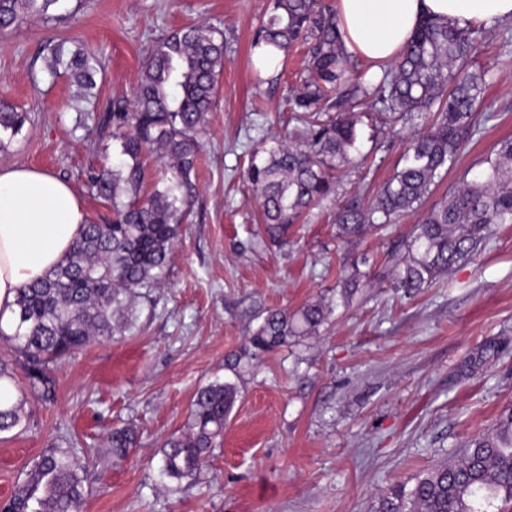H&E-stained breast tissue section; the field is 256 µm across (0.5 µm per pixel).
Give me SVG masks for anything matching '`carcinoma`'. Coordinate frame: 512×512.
Listing matches in <instances>:
<instances>
[{
    "instance_id": "cac0c4a2",
    "label": "carcinoma",
    "mask_w": 512,
    "mask_h": 512,
    "mask_svg": "<svg viewBox=\"0 0 512 512\" xmlns=\"http://www.w3.org/2000/svg\"><path fill=\"white\" fill-rule=\"evenodd\" d=\"M65 0H0V29L25 16H43ZM313 41L307 61L313 79L295 97L296 108L338 113L308 123L296 142L273 138L252 156L248 178L256 193L265 230L274 241L312 207L336 194L344 167L359 152L364 116L352 100L383 104L386 121L410 120L418 126L391 177L367 203L350 198L337 206L338 237L348 243L368 231L394 224L420 209L479 129L478 107L484 76L469 69L470 27L423 21L401 56L377 84H357L346 99L332 93L348 81L346 53L333 9L321 0H273V13L255 45L287 55L299 40ZM73 72L96 87V55L79 49L64 58L51 51L47 68ZM224 69V34L205 22L181 27L156 41L143 62L132 102L120 103L100 120L112 126V141L127 160L93 170L88 181L112 222H88L70 253L43 280L19 289L12 332L0 326V340L11 343L23 364L27 389L13 368L0 360V433L21 426L26 394L44 403L55 397L52 365L100 338L123 335L135 325L132 299L167 275L170 251L179 238L196 196L193 180L205 115L211 110L217 77ZM26 117L0 101V151L21 131ZM160 153L163 185L146 190L145 154ZM494 224H512V139L499 142L495 157L464 174L457 187L430 207L414 227L392 275L408 296L472 257ZM355 262L342 278L341 298L352 302L366 285ZM333 308L310 303L296 313L270 310L254 332L255 348L270 351L293 337L313 336ZM238 399L236 384L211 383L194 395L184 429L161 448L163 471L180 484L193 480L206 457L224 437ZM134 427L115 428L107 453L124 460L136 446ZM82 466L68 453L40 455L28 478L0 502V512H81ZM512 512V408L492 428L472 436L463 454L420 473L410 491L396 485L378 500L374 512Z\"/></svg>"
}]
</instances>
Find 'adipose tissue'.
<instances>
[{
	"label": "adipose tissue",
	"instance_id": "adipose-tissue-1",
	"mask_svg": "<svg viewBox=\"0 0 512 512\" xmlns=\"http://www.w3.org/2000/svg\"><path fill=\"white\" fill-rule=\"evenodd\" d=\"M334 8L347 52L373 65L394 60L426 18L476 26L512 20V0H335ZM87 222L63 179L0 167V312L10 313L19 289L65 258Z\"/></svg>",
	"mask_w": 512,
	"mask_h": 512
}]
</instances>
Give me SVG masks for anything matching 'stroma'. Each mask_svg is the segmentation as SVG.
Instances as JSON below:
<instances>
[{"instance_id":"obj_1","label":"stroma","mask_w":512,"mask_h":512,"mask_svg":"<svg viewBox=\"0 0 512 512\" xmlns=\"http://www.w3.org/2000/svg\"><path fill=\"white\" fill-rule=\"evenodd\" d=\"M272 0H81L0 32V99L27 115L0 166L52 172L81 197L88 217L112 212L90 192L88 169L119 164L110 129L82 127L83 94L51 73L49 47L97 53L96 112L130 99L152 44L185 25L224 32V69L205 119L197 197L170 255L168 274L132 303L137 321L55 369V400L29 397L22 427L0 433V501L33 460L64 448L85 466L82 512H373L396 484L460 456L468 436L512 407V224H495L476 256L407 297L390 267L419 213L359 244L336 236V204L311 209L285 245L260 229L247 170L263 140L297 129L291 98L301 91L308 47L296 45L257 75L253 43ZM497 29L478 37L471 60L487 71L480 130L434 189L438 202L464 173L512 138V54ZM416 128L364 139L346 167L338 199L369 201L392 174ZM368 256L361 299L343 304V265ZM331 304L318 335L262 352L251 345L270 309ZM236 383L239 399L224 439L195 480L173 485L161 445L184 428L196 390ZM131 424L139 445L103 462L108 433Z\"/></svg>"}]
</instances>
